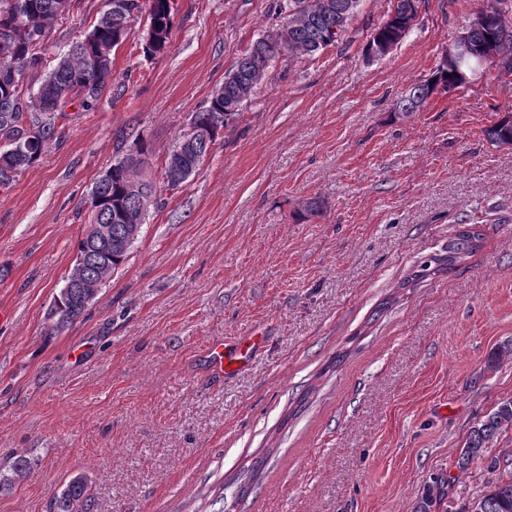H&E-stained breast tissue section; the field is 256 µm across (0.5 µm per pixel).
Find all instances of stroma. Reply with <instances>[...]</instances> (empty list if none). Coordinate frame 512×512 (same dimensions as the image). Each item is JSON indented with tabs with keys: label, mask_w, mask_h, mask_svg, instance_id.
I'll use <instances>...</instances> for the list:
<instances>
[{
	"label": "stroma",
	"mask_w": 512,
	"mask_h": 512,
	"mask_svg": "<svg viewBox=\"0 0 512 512\" xmlns=\"http://www.w3.org/2000/svg\"><path fill=\"white\" fill-rule=\"evenodd\" d=\"M489 0H428L379 60L372 32L393 0H362L341 40L272 70L199 172L164 192L128 260L84 316L48 332L53 299L91 216L87 198L143 142L147 173L193 112L273 23L275 0H175L166 54L118 49L94 110H68L38 161L0 188V512H50L87 476L91 512H415L434 478L438 512H465L489 479L457 475L477 416L512 399V150L485 131L512 106L508 82L395 99L431 77ZM58 54L105 0H73ZM317 197L324 212L294 217ZM478 221L481 249L402 287ZM264 342L222 376L210 342Z\"/></svg>",
	"instance_id": "1"
}]
</instances>
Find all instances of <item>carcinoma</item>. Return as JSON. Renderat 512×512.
Listing matches in <instances>:
<instances>
[{
  "label": "carcinoma",
  "mask_w": 512,
  "mask_h": 512,
  "mask_svg": "<svg viewBox=\"0 0 512 512\" xmlns=\"http://www.w3.org/2000/svg\"><path fill=\"white\" fill-rule=\"evenodd\" d=\"M61 0H0V187L8 188L15 178L34 164L47 140L55 135L58 119L66 107L76 105L91 111L112 77V57L130 37L136 23L156 32V38L143 45L144 54L157 56L169 47L174 13V0H112L108 9L90 30L76 38L69 49L56 56L48 67V51L52 26L65 19L59 11ZM360 0H277L274 8V34L255 40L224 74V82L210 98L192 113L189 128L179 135L169 155L182 153L185 168L193 172L209 156L220 137L221 129L241 114L243 106L280 59L314 56L336 43L346 31ZM512 10V0H495L481 10L485 23L471 28L475 46L494 43L496 55L487 59V68L496 72L494 81L512 77V24L506 13ZM30 74L37 87L27 90L23 78ZM469 71L441 58L433 75L413 86L395 103L398 114L407 116L419 110L437 92L439 85L448 89L469 85ZM42 102L35 112L27 103L32 97ZM491 144L512 149V111L504 113L486 131ZM31 142L34 149L26 154L14 151L18 143ZM143 168L140 161L124 156L112 162L108 172L94 183L88 203L90 224L112 227V246L95 255L87 253V239L79 240L77 257L86 260L84 277L72 290L69 300L53 306L49 331L63 332L84 314L101 286L112 278L129 257L127 242L136 224L145 223L152 204H157L161 191L151 182L134 190L141 183ZM482 233L474 224H466L448 242L442 255L423 262L404 284L420 282L431 275L446 271L469 257L479 247ZM512 430V400L501 403L478 420L472 427L456 461L459 472L486 457L497 437ZM33 463L27 451L12 457L11 470L17 477L26 474ZM512 463L490 457L487 469L499 476L483 486L471 505L479 512H512ZM447 481L434 480L418 503L416 512H431L445 496ZM90 487L87 478L78 474L51 500V512H89Z\"/></svg>",
  "instance_id": "1"
}]
</instances>
